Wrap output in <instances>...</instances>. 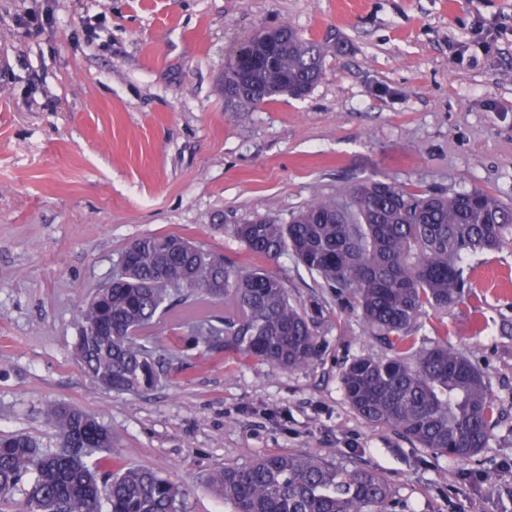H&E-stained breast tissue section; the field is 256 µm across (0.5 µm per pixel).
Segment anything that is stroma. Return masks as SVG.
<instances>
[{
  "mask_svg": "<svg viewBox=\"0 0 512 512\" xmlns=\"http://www.w3.org/2000/svg\"><path fill=\"white\" fill-rule=\"evenodd\" d=\"M479 18L505 27L488 55ZM280 25L319 45L321 80L226 111L229 56ZM372 181L512 204V0H0V436L56 448L44 403L80 408L182 485L186 512H229L210 470L294 450L381 472L397 512H512V244L469 258L465 303L414 334L469 353L501 409L467 463L350 408L343 365L388 352L289 254L263 266L322 307L306 369L187 347L181 373L131 395L73 357L84 301L134 240L175 233L249 266L231 225Z\"/></svg>",
  "mask_w": 512,
  "mask_h": 512,
  "instance_id": "1",
  "label": "stroma"
}]
</instances>
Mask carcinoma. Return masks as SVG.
Here are the masks:
<instances>
[{
	"mask_svg": "<svg viewBox=\"0 0 512 512\" xmlns=\"http://www.w3.org/2000/svg\"><path fill=\"white\" fill-rule=\"evenodd\" d=\"M323 75L319 46L288 28L279 43L261 31L224 68V100L253 108L309 94ZM232 233L252 256L289 253L360 312L364 331L387 346L386 359L358 357L341 372L345 397L373 426L420 448L467 462L487 447L499 409L465 351L438 340L415 350L421 317L463 302L467 256L512 244V207L480 189L451 196L386 182L354 187L349 200L316 196L290 222L257 216ZM80 310L75 354L85 373L118 394L153 386L179 355L162 363L173 298L209 310L188 324L205 351L239 353L289 371L320 358L322 308L310 315L285 281L259 266L233 264L216 248L178 234L131 243L128 261ZM224 309H219V305ZM58 448L24 435L0 437V501L27 482L20 512H183L186 493L152 469L112 452V432L94 417L57 403L44 407ZM232 512H395L379 472L306 453L267 454L226 463L205 477Z\"/></svg>",
	"mask_w": 512,
	"mask_h": 512,
	"instance_id": "cac0c4a2",
	"label": "carcinoma"
}]
</instances>
